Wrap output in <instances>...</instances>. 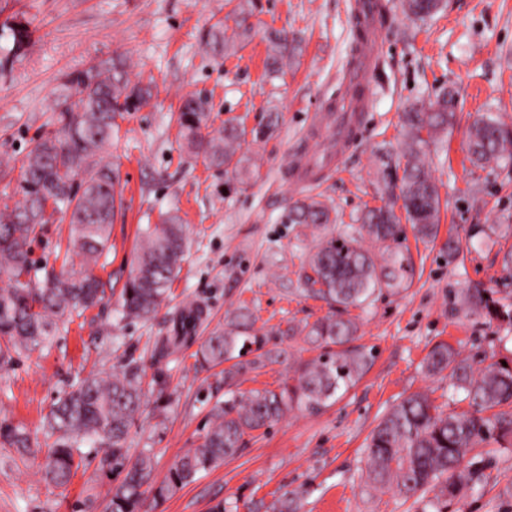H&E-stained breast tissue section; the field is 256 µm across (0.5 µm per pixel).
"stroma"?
I'll return each mask as SVG.
<instances>
[{
    "instance_id": "stroma-1",
    "label": "stroma",
    "mask_w": 512,
    "mask_h": 512,
    "mask_svg": "<svg viewBox=\"0 0 512 512\" xmlns=\"http://www.w3.org/2000/svg\"><path fill=\"white\" fill-rule=\"evenodd\" d=\"M253 2L252 40L215 58L201 40L216 22L233 29L228 0H0V24L25 19L32 31L23 56L0 68V160H21L38 135L53 130L52 101L70 72L121 54L131 82L154 83L148 105L115 115L109 153L122 206L104 265L89 268L81 256L67 253L64 220L46 224L31 245L35 268L92 272L105 298L50 348L21 352L9 370H0V425L23 428L38 449L24 455L0 443V512H103L112 477L102 449L83 448L82 465L68 486L50 483L42 470L52 443L43 420L58 395L89 376L139 369L145 396L130 429V453L151 455L155 477L163 479L178 457L200 443L212 407L224 397L219 368H201L197 353L239 308L249 309L254 332L281 357L249 370L238 390H275L291 381L316 352L305 335H287L288 326L300 329L330 311L325 300L305 291L308 254L324 232L344 230L380 203L378 151L398 150L402 112L450 89L457 93V123L427 154L440 195L438 236L423 242L407 235L416 264L411 288L346 313L358 325L361 343L376 350L370 369L321 413H288L246 435L236 455L194 482L162 498L146 491L145 508L209 512L229 499L238 512H250L284 491L304 489L301 512H421L415 498L366 487L373 429L416 392L444 411L468 410L462 394L423 371L437 344L460 350L476 368L487 352L512 360V339H503L497 322L461 308V291L468 287L512 294V278L502 273L512 234L487 247L466 246L480 230L512 225V163L480 169L466 159L475 118L491 114L512 126V0H443L423 21L407 18L400 0H385L390 21L380 34L369 110L337 170L314 187L297 185L293 159L320 160L330 149L312 128L326 101L345 92L353 0ZM271 29L299 43L275 79L265 72L264 34ZM190 95L209 99L213 126L265 128L263 137L241 148L257 163V178L233 181L230 172L181 148L171 115ZM309 196L335 209L337 221L327 230L284 222L289 203ZM168 210L187 226L182 270L155 317L124 320L120 295L140 243L138 227L158 223ZM452 240L461 247L453 260ZM195 305L205 314L194 338L167 357H154L173 317ZM482 450L490 462L483 485L464 488L448 512H512V448L490 442Z\"/></svg>"
}]
</instances>
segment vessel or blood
I'll list each match as a JSON object with an SVG mask.
<instances>
[{
	"label": "vessel or blood",
	"instance_id": "b4317fda",
	"mask_svg": "<svg viewBox=\"0 0 512 512\" xmlns=\"http://www.w3.org/2000/svg\"><path fill=\"white\" fill-rule=\"evenodd\" d=\"M356 28L355 50L345 70L348 92L328 107L318 126L332 141L331 160H339L352 143V131L360 123L361 112L367 111L370 95V73L374 67L380 42L378 34L385 21L382 0H354Z\"/></svg>",
	"mask_w": 512,
	"mask_h": 512
}]
</instances>
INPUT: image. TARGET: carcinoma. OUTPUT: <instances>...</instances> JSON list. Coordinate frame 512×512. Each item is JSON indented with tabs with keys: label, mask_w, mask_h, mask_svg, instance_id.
I'll return each mask as SVG.
<instances>
[{
	"label": "carcinoma",
	"mask_w": 512,
	"mask_h": 512,
	"mask_svg": "<svg viewBox=\"0 0 512 512\" xmlns=\"http://www.w3.org/2000/svg\"><path fill=\"white\" fill-rule=\"evenodd\" d=\"M441 7V0H404V12L423 20ZM235 23L232 37L224 23L209 27L202 37L206 52L222 57L252 37L248 24L249 0H239L231 10ZM30 22L0 27V39L11 42L5 58L23 54L30 39ZM268 68L278 74L294 57V41L279 32L267 34ZM57 94L53 111L56 129L38 138L20 160L14 207L0 211V370L21 351L47 348L72 322L73 316L101 300L103 289L92 276H66L47 270L42 278L32 274L28 242L49 223L47 205L69 216V245L88 262L96 263L109 242L117 204L119 175L107 150L112 144V119L117 112H136L153 96L152 84L131 83L125 57L117 55L97 65L69 74ZM209 101L186 98L178 113L181 146L203 157L213 167L232 168L239 178H251L257 169L237 156L246 129L229 124H210ZM455 125L453 93L416 107L402 115L404 130L399 152L379 156L384 194L401 193L406 221L416 237L429 239L438 231L440 198L427 165V148L436 137ZM470 162L478 167L512 162V126L480 117L467 134ZM396 201L367 209L351 225L325 236L308 259L312 274L306 277L309 296L328 301L335 312L303 328L305 336L322 352L305 362L294 383L279 391H227V398L211 410L214 419L201 444L179 457L164 479L155 483L151 457L129 455L128 438L143 389L136 371L86 379L60 397L46 417L47 435L55 437L44 463L45 476L58 487L68 484L79 466L75 448L89 443L105 451V461L115 476L106 512H141L143 486L155 487V495L193 482L196 476L219 467L237 453L243 437L267 427L291 411L318 413L337 393L356 384L374 359V349L356 343L358 327L342 313L373 296L388 291L399 294L409 288L414 263L406 247L405 230L396 216ZM332 208L313 197L288 206L286 223L306 227L331 224ZM368 237L381 249V260L361 245ZM186 230L170 212L159 223L143 229L142 244L134 253L129 277L121 296V310L131 320H148L168 297L185 258ZM466 313L483 315L512 330V299L498 296L493 288H464ZM199 306L186 309L173 324V335L156 344L154 355L165 356L180 344L201 319ZM250 315L238 312L201 347L200 366L235 359L237 347L264 340L249 334ZM426 371L448 380V387L462 391L470 410L447 413L425 394H413L395 406L373 430L367 448L366 482L375 489H394L425 503L422 512H444L460 488L481 481L484 459L476 453L482 444L512 441V363L493 361L474 371L468 359L450 345L433 347ZM0 439L22 453L33 454L28 435L15 427L0 428ZM433 497H428V494ZM302 491H287L265 506V512H299Z\"/></svg>",
	"instance_id": "obj_1"
}]
</instances>
